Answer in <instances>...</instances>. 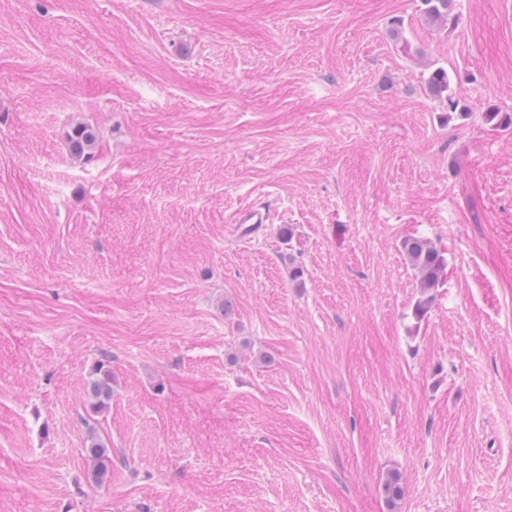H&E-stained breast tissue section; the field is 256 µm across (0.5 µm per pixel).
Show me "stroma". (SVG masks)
Returning <instances> with one entry per match:
<instances>
[{
    "label": "stroma",
    "mask_w": 512,
    "mask_h": 512,
    "mask_svg": "<svg viewBox=\"0 0 512 512\" xmlns=\"http://www.w3.org/2000/svg\"><path fill=\"white\" fill-rule=\"evenodd\" d=\"M490 109L512 0H0V512H389L393 472L396 512H512ZM408 238L447 261L419 319ZM449 77L448 72L442 68H438L431 73L427 81V90L430 95L444 99L448 104V112H457L459 102L452 98L449 94ZM272 220L271 210L265 206L249 203L235 211L230 217V224L243 235H247L256 224H269ZM85 388L92 411L101 413L105 410L112 401V371L108 364L99 361L93 366ZM87 441L86 452L91 469V478L96 484L102 485L108 477L111 466L108 447L95 433H91Z\"/></svg>",
    "instance_id": "obj_1"
}]
</instances>
